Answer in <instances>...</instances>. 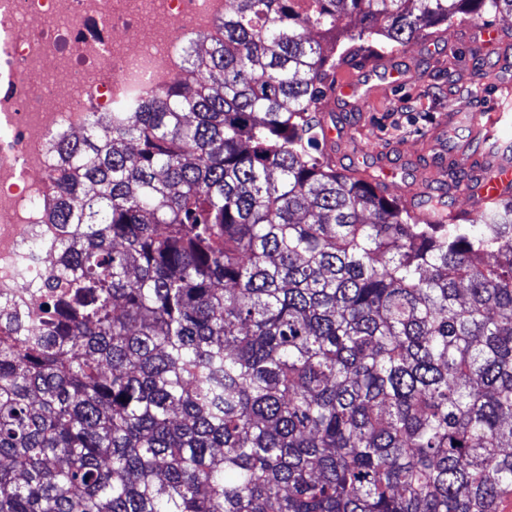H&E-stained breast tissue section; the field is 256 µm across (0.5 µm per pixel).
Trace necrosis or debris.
<instances>
[{
    "instance_id": "4bbe7bcc",
    "label": "necrosis or debris",
    "mask_w": 512,
    "mask_h": 512,
    "mask_svg": "<svg viewBox=\"0 0 512 512\" xmlns=\"http://www.w3.org/2000/svg\"><path fill=\"white\" fill-rule=\"evenodd\" d=\"M224 0H0V314L33 330L63 230L47 220L58 137L185 77L224 37Z\"/></svg>"
}]
</instances>
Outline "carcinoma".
Here are the masks:
<instances>
[{"label": "carcinoma", "instance_id": "cac0c4a2", "mask_svg": "<svg viewBox=\"0 0 512 512\" xmlns=\"http://www.w3.org/2000/svg\"><path fill=\"white\" fill-rule=\"evenodd\" d=\"M512 0H226L178 82L58 139L56 275L0 323V512H500L512 200L417 220L336 170L321 38Z\"/></svg>", "mask_w": 512, "mask_h": 512}]
</instances>
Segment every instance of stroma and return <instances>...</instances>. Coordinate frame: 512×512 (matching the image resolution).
<instances>
[{"mask_svg": "<svg viewBox=\"0 0 512 512\" xmlns=\"http://www.w3.org/2000/svg\"><path fill=\"white\" fill-rule=\"evenodd\" d=\"M469 23L458 16L432 36L391 51L378 40L370 52L353 50L346 40L327 43L328 55L346 50L344 62L329 70V83L389 65L400 71L399 79H373L347 101L322 99L317 117L334 131L324 148L337 169H366L378 176L386 197L401 202L423 183L443 189L449 172L467 173V157L448 156L470 136L460 116L492 114L491 140L512 143V42L474 52L458 39ZM380 150L389 155L387 166L378 164Z\"/></svg>", "mask_w": 512, "mask_h": 512, "instance_id": "stroma-1", "label": "stroma"}]
</instances>
